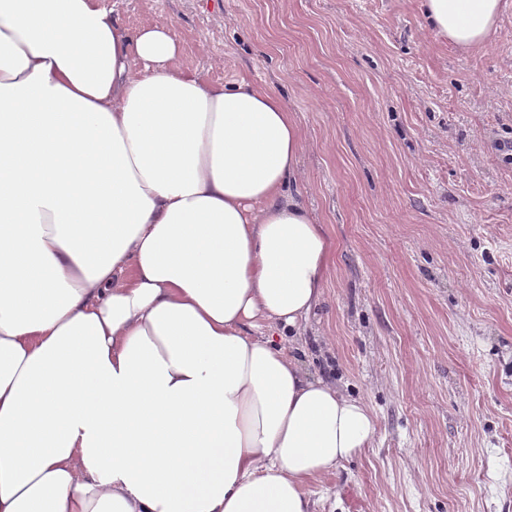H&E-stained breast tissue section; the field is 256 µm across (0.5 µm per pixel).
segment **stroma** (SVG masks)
Wrapping results in <instances>:
<instances>
[{
  "instance_id": "1",
  "label": "stroma",
  "mask_w": 512,
  "mask_h": 512,
  "mask_svg": "<svg viewBox=\"0 0 512 512\" xmlns=\"http://www.w3.org/2000/svg\"><path fill=\"white\" fill-rule=\"evenodd\" d=\"M106 2L301 129V198L336 245L309 369L377 419L310 485L318 512H512V5L466 52L420 0Z\"/></svg>"
}]
</instances>
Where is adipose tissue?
Returning <instances> with one entry per match:
<instances>
[{
	"label": "adipose tissue",
	"instance_id": "1",
	"mask_svg": "<svg viewBox=\"0 0 512 512\" xmlns=\"http://www.w3.org/2000/svg\"><path fill=\"white\" fill-rule=\"evenodd\" d=\"M502 0H422L462 50ZM104 0H0V512H317L365 401L289 356L334 242L284 101Z\"/></svg>",
	"mask_w": 512,
	"mask_h": 512
}]
</instances>
